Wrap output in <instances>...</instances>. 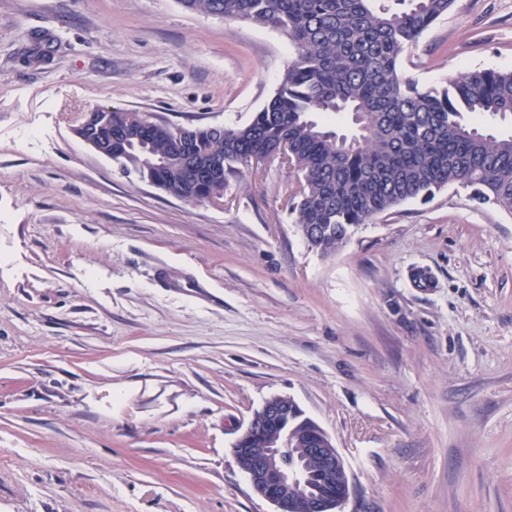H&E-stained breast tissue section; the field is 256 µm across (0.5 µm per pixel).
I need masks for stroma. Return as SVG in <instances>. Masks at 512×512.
<instances>
[{"label":"stroma","mask_w":512,"mask_h":512,"mask_svg":"<svg viewBox=\"0 0 512 512\" xmlns=\"http://www.w3.org/2000/svg\"><path fill=\"white\" fill-rule=\"evenodd\" d=\"M293 55L179 0H0V512H273L233 444L276 395L342 512H512V215L446 187L324 256L280 158L194 205L75 133L245 125ZM401 67L512 70V0H454Z\"/></svg>","instance_id":"obj_1"}]
</instances>
